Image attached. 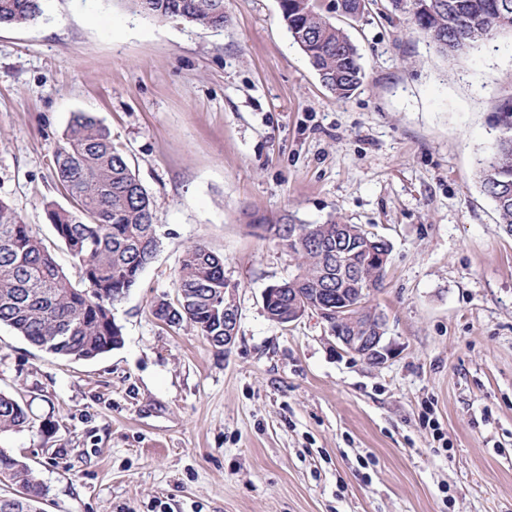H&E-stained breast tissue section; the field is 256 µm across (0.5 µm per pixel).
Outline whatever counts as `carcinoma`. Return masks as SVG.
<instances>
[{
  "mask_svg": "<svg viewBox=\"0 0 512 512\" xmlns=\"http://www.w3.org/2000/svg\"><path fill=\"white\" fill-rule=\"evenodd\" d=\"M156 19L181 18L201 28L227 22L224 0H128ZM409 13L436 50L448 57L464 53L499 33H512V0H390ZM281 17L294 42L308 57L324 86L338 99L361 85L357 47L344 30L317 7L316 0H280ZM42 14V0H0V25H26ZM500 135L482 162L480 182L493 202L499 223L512 232V101L499 109ZM54 174L79 206L75 214L53 203L48 220L80 268L74 283L56 263L42 239L10 204L0 199V324L30 344L74 361L95 359L122 342L112 314L136 286L155 257L159 238L153 201L125 157L112 144L110 130L94 116L76 112L54 153ZM330 216L319 224L300 223L299 234L283 244L296 260L297 273L282 281L298 299L324 306L349 300L350 314L363 315V289L378 291L390 247L357 224L349 225L346 257L333 253L337 228ZM358 266L359 279L342 275L343 263ZM341 296L318 294L327 282ZM224 260L202 245L188 247L180 260L173 313L153 312L169 327H191L215 347L224 345ZM28 408L0 392V434L34 427ZM0 512H40L45 489L33 468L0 450Z\"/></svg>",
  "mask_w": 512,
  "mask_h": 512,
  "instance_id": "cac0c4a2",
  "label": "carcinoma"
}]
</instances>
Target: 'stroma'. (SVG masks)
<instances>
[{
    "label": "stroma",
    "instance_id": "stroma-1",
    "mask_svg": "<svg viewBox=\"0 0 512 512\" xmlns=\"http://www.w3.org/2000/svg\"><path fill=\"white\" fill-rule=\"evenodd\" d=\"M317 2L360 55L343 100L279 0H224L218 29L120 0H44L34 23L0 26V199L78 280L45 205L76 208L51 163L87 112L153 198L161 241L100 357L0 325V391L55 426L0 436L46 488L43 512H512V233L478 179L512 99V35L448 58L388 0L354 18ZM250 212L336 215L390 242L372 298L385 364L338 350L315 312L268 319L262 294L295 260ZM194 244L238 284L224 352L152 314Z\"/></svg>",
    "mask_w": 512,
    "mask_h": 512
}]
</instances>
